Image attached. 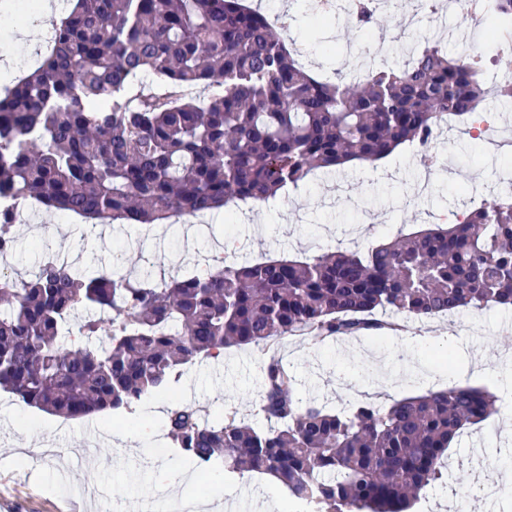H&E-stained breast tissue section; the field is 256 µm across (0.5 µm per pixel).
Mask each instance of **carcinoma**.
Instances as JSON below:
<instances>
[{
  "mask_svg": "<svg viewBox=\"0 0 512 512\" xmlns=\"http://www.w3.org/2000/svg\"><path fill=\"white\" fill-rule=\"evenodd\" d=\"M488 20L512 29V0H494ZM53 27L42 64L0 94V190L97 225L266 203L316 170L427 149L489 98L512 104V83L491 88L436 43L361 80L319 79L241 0H76ZM148 75L168 91L126 96ZM17 222L0 211V248L14 249ZM38 247L30 277L0 272V389L68 419L129 410L232 347L379 339L407 320L512 307V201L499 198L365 252L225 263L167 283L81 273ZM80 309L90 315L71 341ZM262 386L267 427L175 403L166 438L199 467L276 478L311 512H410L443 480L451 443L496 413L495 396L469 386L349 411L304 405L274 356Z\"/></svg>",
  "mask_w": 512,
  "mask_h": 512,
  "instance_id": "1",
  "label": "carcinoma"
}]
</instances>
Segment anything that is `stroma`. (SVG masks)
I'll return each mask as SVG.
<instances>
[{"instance_id":"obj_1","label":"stroma","mask_w":512,"mask_h":512,"mask_svg":"<svg viewBox=\"0 0 512 512\" xmlns=\"http://www.w3.org/2000/svg\"><path fill=\"white\" fill-rule=\"evenodd\" d=\"M245 2L277 19L300 62L316 74L341 71L360 79L380 63L403 64L407 48L433 38L408 23L413 0H387L379 24L366 33L349 25L341 12L316 16L308 0ZM17 25L15 10L0 8V55L17 60L15 75L20 78L33 70L41 46L16 41ZM438 39L453 53H482V67H490V46L469 17L447 14ZM437 150L443 159L435 171L437 185L421 196L416 187L424 168L418 147L408 145L386 159L380 173L370 175L361 167L319 173L265 205L252 206L239 223H225L220 216L203 226L181 221L162 226L149 244L135 224H106L100 236L92 237L85 234L83 219L42 210L17 223V247L9 268L24 276L35 269L40 254L34 244L42 228L60 232L59 255L75 269L116 266L132 276L147 272L168 280L202 271L219 250L226 262L245 263L306 257L337 247L365 249L400 232L451 223L470 197L495 196L512 185V147L487 156L463 121L445 126ZM406 334V340L382 342L362 336L327 343L289 337L278 352L298 380L299 398L333 410L365 399L385 402L426 391V384L412 377L421 372L438 377L436 358L445 350L455 367L466 369L464 385L493 389L499 402L512 401V389L497 385L504 371H512V309L412 320ZM266 357L256 347L226 350L222 373H214L208 362L188 366L173 381L168 399L146 398L133 412L104 418L65 419L0 391V512H98L99 500L79 494L88 483L102 491L113 512H144L153 503L167 501L151 479L155 466L178 458L163 434V409L169 402H182L265 426L259 401ZM124 427H151L156 436L128 455L112 441L113 430ZM25 444L50 446L61 454L12 460V449ZM478 454L487 462L470 480L450 479L425 490L423 503L429 512H496L497 500L485 498L482 489L512 480V433L503 430L499 416L453 443L447 451L448 466L454 470L470 465ZM268 484L267 476L241 477L216 466L207 472L195 470L189 492L195 496L204 489L216 504L234 500L239 512H258L247 503L245 491H260Z\"/></svg>"}]
</instances>
